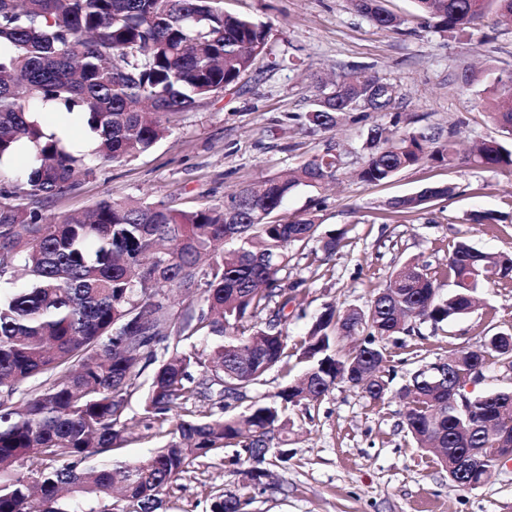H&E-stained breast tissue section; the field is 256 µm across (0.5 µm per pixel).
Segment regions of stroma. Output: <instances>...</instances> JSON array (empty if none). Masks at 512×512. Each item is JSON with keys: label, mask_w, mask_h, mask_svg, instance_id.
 <instances>
[{"label": "stroma", "mask_w": 512, "mask_h": 512, "mask_svg": "<svg viewBox=\"0 0 512 512\" xmlns=\"http://www.w3.org/2000/svg\"><path fill=\"white\" fill-rule=\"evenodd\" d=\"M381 5L398 18L397 29L378 27L352 0H224L225 11L267 27L266 50L252 70L181 113L149 153L103 168L45 203L46 214L83 211L103 198L180 209L218 204L238 187L296 168L326 142L336 143L335 184L298 187L281 211L347 231L344 247L322 264L303 247L290 249L288 278L302 286L285 310L284 328L295 341L324 304L367 309L404 262L440 274L457 239L484 252L512 253V168L489 170L468 158L474 145L501 136L487 115L493 98L487 74L512 73V20L491 14L477 28L448 30L414 0ZM467 70L473 82L459 88ZM350 75L393 83L395 101L380 112L358 106L330 132L308 129L305 115L322 87ZM395 122L431 135L433 150L454 141L457 158L422 163L377 184L361 181L356 172L368 153L369 128ZM435 186L452 192L413 212L389 207ZM476 297L467 315L415 325L387 342L395 375L382 402L340 383L319 402L295 408L288 458L271 466L273 487L254 491L250 512H512V459L495 466L481 487L464 490L401 426L400 390L413 372L493 333H512V281L478 289ZM142 414L137 393L128 401L126 440L107 459L129 464L153 451L154 441L140 436ZM239 479L224 455L199 458L164 495L160 512H210L213 491L235 490Z\"/></svg>", "instance_id": "stroma-1"}]
</instances>
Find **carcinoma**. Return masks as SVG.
<instances>
[{"mask_svg":"<svg viewBox=\"0 0 512 512\" xmlns=\"http://www.w3.org/2000/svg\"><path fill=\"white\" fill-rule=\"evenodd\" d=\"M446 29L473 28L496 9L512 15V0H416ZM378 26L398 21L378 0H354ZM265 25L224 11V0H0V167L24 145L29 165L0 189V278L23 266L28 285L0 298V512H67L64 490L102 500L121 491V505L102 512H157L162 495L194 462L228 447L242 449L250 482L212 498L211 512H247L251 489L269 477L271 447L287 430L291 406L319 401L338 382L374 402L388 382L382 343L438 325L472 307L474 293L512 279V255L480 251L465 241L449 246L445 276L456 289L444 296L437 278L415 261L398 268L367 310L324 311L297 342L308 363L280 392L282 405L253 404L234 413L244 390L288 370L284 310L301 285L288 281L290 247L321 243L328 259L346 231L320 233L315 219H274L288 195L336 177V145L290 175L241 187L224 204L193 210L141 200L102 199L81 214L50 222L41 204L74 189L108 164L149 152L167 136L177 114L189 112L248 73L266 47ZM489 118L512 135V76H496ZM395 87L350 77L314 100L305 120L330 131L363 101L386 107ZM44 112L78 115L93 148L74 152L40 120ZM374 125L371 152L359 179L378 183L427 161H454L453 142L427 150L430 137ZM474 160L487 169L512 167V149L481 144ZM452 193L430 187L392 202L416 210ZM235 247L226 250L225 242ZM197 299L174 310V297ZM358 349L342 356L347 337ZM211 342L203 355L184 343ZM512 354L496 334L454 354L450 379L414 372L403 387L404 427L418 447L443 465L493 437L512 438V396L503 388L473 391L466 416L449 402L448 386L465 390L476 366L502 368ZM157 364L140 421L144 438L166 444L132 464L94 457L124 442L125 409L143 369ZM41 379L34 393L14 401L22 384ZM207 410H195L197 401ZM40 454L45 465L24 470Z\"/></svg>","mask_w":512,"mask_h":512,"instance_id":"cac0c4a2","label":"carcinoma"}]
</instances>
